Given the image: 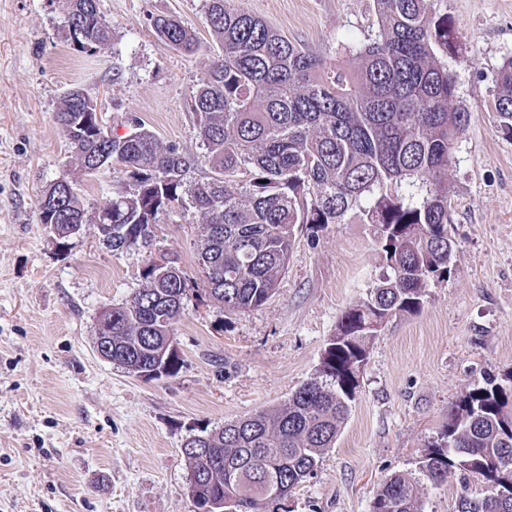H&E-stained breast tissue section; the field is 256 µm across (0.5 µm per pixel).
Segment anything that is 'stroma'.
Returning <instances> with one entry per match:
<instances>
[{
  "label": "stroma",
  "instance_id": "obj_1",
  "mask_svg": "<svg viewBox=\"0 0 512 512\" xmlns=\"http://www.w3.org/2000/svg\"><path fill=\"white\" fill-rule=\"evenodd\" d=\"M108 46L73 48L68 0H0V512H195L185 441L281 405L320 363L341 312L381 271L372 225L348 218L296 232L288 270L262 306L228 311L188 294L175 327L176 375L146 381L101 359L99 313L143 283L148 255L196 277L202 226L176 211L151 247L112 251L94 218L124 174L82 172L55 120L82 89L124 134L140 121L159 140L202 155L190 94L216 44L205 0H98ZM295 44L356 64L375 38L374 0H234ZM458 36L447 58L453 106L469 123L448 166L453 253L422 308L390 318L369 348L350 415L292 512H370L382 484L418 481L423 512H456V476L436 485L420 462L461 393L512 373V131L495 109L497 75L512 58V0H436ZM176 16L200 48L165 45L153 16ZM76 183L88 218L60 249L38 221L51 181Z\"/></svg>",
  "mask_w": 512,
  "mask_h": 512
}]
</instances>
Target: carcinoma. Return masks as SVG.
<instances>
[{
  "label": "carcinoma",
  "mask_w": 512,
  "mask_h": 512,
  "mask_svg": "<svg viewBox=\"0 0 512 512\" xmlns=\"http://www.w3.org/2000/svg\"><path fill=\"white\" fill-rule=\"evenodd\" d=\"M378 35L355 46L350 68L295 45L231 0H207L205 21L219 45L209 77L190 95L204 154L161 143L135 121L108 145L74 126L94 99L71 89L56 122L86 174L113 163L125 186L103 210L116 233L99 236L112 251L149 246L153 228L175 205L199 215L197 259L203 282L231 311L262 306L279 289L298 225L317 232L348 214L375 227L382 271L366 297L345 308L315 374L281 407L259 410L182 448L196 512H291L287 501L314 475L349 416L369 345L388 319L417 312L426 288L448 274V164L468 114L452 106L455 85L443 57L456 49L448 15L429 0H375ZM156 36L192 55L195 32L176 17L152 18ZM69 37L80 51L112 38L98 0H69ZM496 111L512 127V59L498 73ZM208 173L195 177L202 165ZM64 230L84 224L85 209L66 174L38 199ZM112 307V362L139 377L169 355L189 284L151 278ZM512 374L459 396L440 441L422 458L429 481L459 474L457 512H512ZM482 489L470 487V479ZM371 512H421V486L403 475L386 481Z\"/></svg>",
  "instance_id": "obj_1"
}]
</instances>
